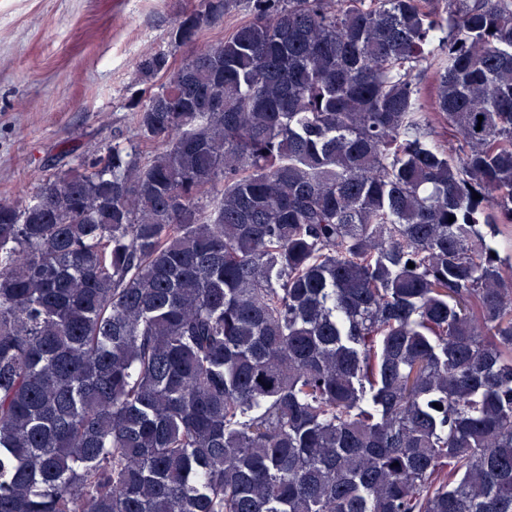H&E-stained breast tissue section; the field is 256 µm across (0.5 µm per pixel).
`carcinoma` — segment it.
<instances>
[{
	"mask_svg": "<svg viewBox=\"0 0 512 512\" xmlns=\"http://www.w3.org/2000/svg\"><path fill=\"white\" fill-rule=\"evenodd\" d=\"M241 1L0 201V512H512V0ZM247 17L245 6L243 4H238L229 17L225 19L224 17L220 18L203 27L199 34L198 42L194 48L205 47L224 40V37L231 32L233 27Z\"/></svg>",
	"mask_w": 512,
	"mask_h": 512,
	"instance_id": "cac0c4a2",
	"label": "carcinoma"
}]
</instances>
